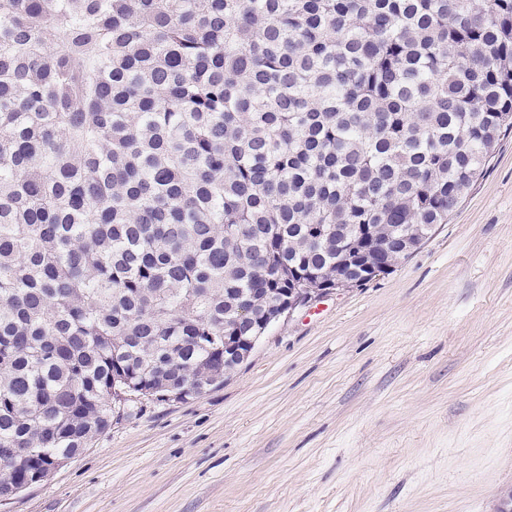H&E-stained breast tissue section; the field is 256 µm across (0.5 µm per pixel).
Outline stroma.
Segmentation results:
<instances>
[{
  "label": "stroma",
  "mask_w": 512,
  "mask_h": 512,
  "mask_svg": "<svg viewBox=\"0 0 512 512\" xmlns=\"http://www.w3.org/2000/svg\"><path fill=\"white\" fill-rule=\"evenodd\" d=\"M512 494V134L392 270L144 398L0 512H498Z\"/></svg>",
  "instance_id": "stroma-1"
}]
</instances>
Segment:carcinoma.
<instances>
[{"label":"carcinoma","mask_w":512,"mask_h":512,"mask_svg":"<svg viewBox=\"0 0 512 512\" xmlns=\"http://www.w3.org/2000/svg\"><path fill=\"white\" fill-rule=\"evenodd\" d=\"M511 131L512 0H0V476L105 432L114 381L217 385Z\"/></svg>","instance_id":"carcinoma-1"}]
</instances>
